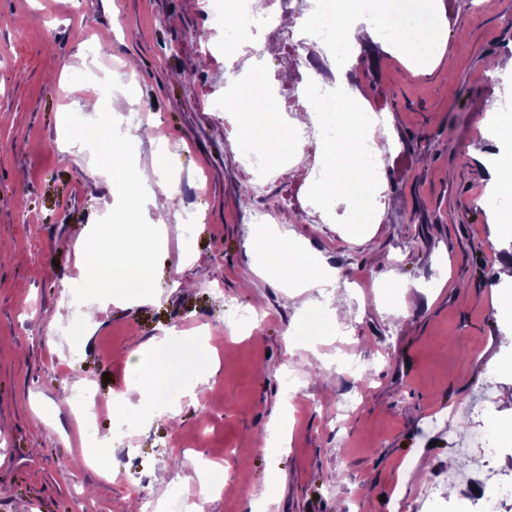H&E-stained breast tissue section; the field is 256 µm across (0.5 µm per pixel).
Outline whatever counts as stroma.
Returning a JSON list of instances; mask_svg holds the SVG:
<instances>
[{
	"instance_id": "35a3bbf8",
	"label": "stroma",
	"mask_w": 512,
	"mask_h": 512,
	"mask_svg": "<svg viewBox=\"0 0 512 512\" xmlns=\"http://www.w3.org/2000/svg\"><path fill=\"white\" fill-rule=\"evenodd\" d=\"M312 0H277L293 25L257 24V46L221 50L224 29L206 0H0V512H127L157 483L193 494V463L223 466L224 487L206 512H249L264 492L266 512H422L419 483L402 468L442 476L457 456L450 413L479 404L493 370L499 415L512 425V311L498 308L490 280L512 255V223L484 199L500 195L494 168L512 155V123L485 103L512 104V74H491L512 56V0H437L446 49L427 72L380 43L364 44L357 71L335 74L364 90L392 150L381 171L372 223L357 224L340 202L314 201L311 177L334 170L329 147L306 143L296 166L257 180L243 165L245 139L236 110H219L231 73L255 50L273 84L288 74V41ZM109 56H99L98 45ZM125 93L140 123L113 115L112 135L128 167L167 146L176 159L180 222L162 234L156 261L158 303L104 302L91 333L69 300L79 270L82 231L108 224L123 188L96 150L66 151L76 125L99 121L80 109L98 88ZM163 130V138L148 128ZM311 273L335 269L336 294L349 311L308 348L288 352L306 313L330 310L326 293H306L296 311L281 271H253L271 227ZM409 289L400 298L397 286ZM264 319L240 326L242 315ZM207 329L219 366L196 401L173 417L146 418L132 435L111 410L97 432L112 437L109 458L133 463L137 479L107 480L84 465L82 417L71 404L78 382L111 397L129 380L133 346L170 326ZM355 345L368 367L356 389L336 368V344ZM295 375L286 396L287 373ZM293 408L289 447L265 451L268 423Z\"/></svg>"
}]
</instances>
